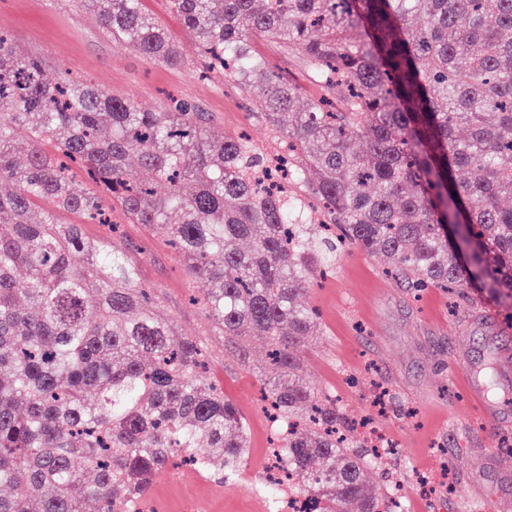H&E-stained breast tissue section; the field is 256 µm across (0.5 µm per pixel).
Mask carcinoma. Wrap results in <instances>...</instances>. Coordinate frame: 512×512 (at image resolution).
I'll list each match as a JSON object with an SVG mask.
<instances>
[{
	"instance_id": "cac0c4a2",
	"label": "carcinoma",
	"mask_w": 512,
	"mask_h": 512,
	"mask_svg": "<svg viewBox=\"0 0 512 512\" xmlns=\"http://www.w3.org/2000/svg\"><path fill=\"white\" fill-rule=\"evenodd\" d=\"M75 2L114 44L183 62L143 0ZM167 4L199 70L250 93L286 169L243 136L215 137L187 97L144 111L47 73L0 32V512H145L175 459L220 480L240 470L246 422L206 377L202 341L175 331L125 247L57 218L108 224L111 209L164 230L206 284L194 302L225 350L246 362L249 340L267 339L262 401L293 492L320 512H395L401 479L370 485L382 455L302 378L320 329L303 295L356 248L389 258L413 292L473 290L512 309V0ZM262 43L299 55L318 94L298 105Z\"/></svg>"
}]
</instances>
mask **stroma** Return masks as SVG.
Returning a JSON list of instances; mask_svg holds the SVG:
<instances>
[{
	"label": "stroma",
	"mask_w": 512,
	"mask_h": 512,
	"mask_svg": "<svg viewBox=\"0 0 512 512\" xmlns=\"http://www.w3.org/2000/svg\"><path fill=\"white\" fill-rule=\"evenodd\" d=\"M166 28L184 62L168 66L113 45L94 15L74 0H0V30L16 52L42 60L49 72L71 69L143 108H160L185 95L214 118L215 134L247 131L267 147L268 133L249 97L231 82L201 80L196 46L166 0H145ZM142 281L157 289L164 312L179 330L207 346L213 381L248 422L242 475L222 483L176 465L157 479L158 512H268L260 481L271 448L261 388L270 376L266 342L250 341L248 363L224 354V339L189 301L179 252L158 231L122 227ZM388 260L349 249L336 270L309 293L320 315V334L301 350L305 380L334 395L348 414L374 415L397 448L373 472L401 478L412 512H512V321L495 303L468 301L440 288L412 294L386 276ZM449 469L452 494L421 500L417 478Z\"/></svg>",
	"instance_id": "1"
}]
</instances>
